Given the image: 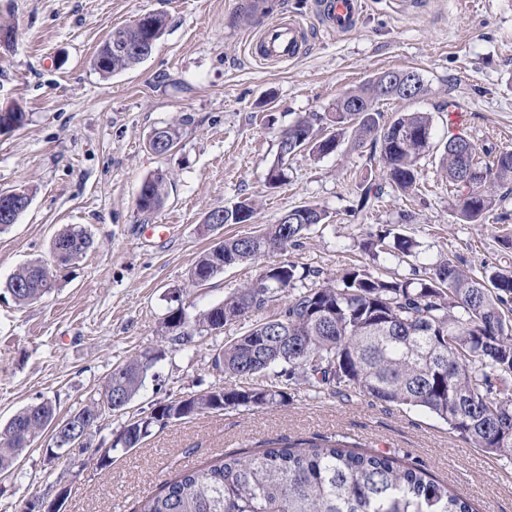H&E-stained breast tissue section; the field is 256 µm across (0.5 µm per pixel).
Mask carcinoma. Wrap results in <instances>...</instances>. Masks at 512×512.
<instances>
[{"label": "carcinoma", "instance_id": "obj_1", "mask_svg": "<svg viewBox=\"0 0 512 512\" xmlns=\"http://www.w3.org/2000/svg\"><path fill=\"white\" fill-rule=\"evenodd\" d=\"M165 28L166 17L156 12L136 30L112 29L97 51V70L108 77L145 60L136 52L115 54V35L129 32L138 40L157 41ZM386 74L375 73L336 98V134L319 136L315 118L304 117L282 132L279 148L323 157L335 152L339 135L347 133L353 148L371 145L389 185L414 191L418 165L433 148V120L428 112H400L382 122L377 84ZM162 136L157 144L161 154L174 147L181 134L169 126L162 128ZM487 157L483 160L476 145L462 136L448 138L442 148L440 168L448 185L463 197L459 216L466 222L481 221L496 205V188L509 185L512 193V150ZM165 188L164 174L146 176L138 189L140 211L150 214L157 209ZM301 211L305 217L295 219ZM255 213V204L240 201L224 208V223L242 224ZM325 219L326 212L316 205L293 208L253 236L224 239L221 252L212 248L203 253L191 275L205 278L219 262L226 268L283 252ZM386 238L369 239L362 250L374 258L394 250L405 257L415 254L413 239L397 234L388 244ZM92 245L91 236L76 225L54 241V247L67 249L58 259L62 264ZM312 275L319 272L269 262L255 280L191 317L199 333L217 336L225 326L279 303L277 317L255 321L247 332L215 349L212 366L225 383L158 403L146 423L138 418L122 425L102 450L100 466L106 467L112 454L140 445L155 428L189 418L196 409L288 404V392L280 386L246 390L227 384L269 374L302 385L315 396L353 394L426 411L475 447L512 462L511 266L476 271L448 259L415 270L411 277L390 278L354 265L333 284L298 287ZM51 278V269L40 261L20 267L8 279L15 289L13 300L22 305L40 299L45 295L41 283ZM173 319L169 315L163 320V336L178 349L193 344L195 336L174 333ZM152 366L144 362L142 352L127 357L109 373L98 396L57 425L49 401L19 410L0 431V471L11 467L22 445H32L48 428L52 434L46 455L54 458L55 441L68 434L74 416L92 414L109 395L127 406ZM262 446L256 453L219 456L207 466L183 471L146 497L140 512H473L465 496L426 469L405 466L387 454L357 452L344 436L293 441L281 437L267 439Z\"/></svg>", "mask_w": 512, "mask_h": 512}]
</instances>
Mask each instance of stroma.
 <instances>
[{
	"instance_id": "35a3bbf8",
	"label": "stroma",
	"mask_w": 512,
	"mask_h": 512,
	"mask_svg": "<svg viewBox=\"0 0 512 512\" xmlns=\"http://www.w3.org/2000/svg\"><path fill=\"white\" fill-rule=\"evenodd\" d=\"M319 0H0V109L20 107L23 126L0 134V193L28 188L31 201L16 224L0 232V286L21 266L52 263L51 244L80 225L94 245L59 269L37 301L0 295V428L21 408L44 400L64 420L101 389L112 368L151 350L161 359L120 413L103 416L72 461H51L47 437L24 449L0 473V512L69 494L62 512H138L185 469L218 456L256 450L259 441L340 434L362 452L394 455L425 468L470 499L476 512H512V463L495 459L432 415L368 397L313 398L289 390L274 409H227L154 430L141 445L97 466L112 431L154 404L209 388L214 345L248 330L241 321L222 335L197 337L174 350L160 326L183 304L196 314L255 279L259 264L224 270L204 285L190 271L224 237L250 236L295 207L316 204L327 214L280 258L319 270L308 287L332 280L352 263L405 276L411 266L461 259L465 266H505L512 248V194L478 223L457 214L458 196L443 177L438 147L463 136L480 152L512 149V0H422L396 12L391 0H364L357 29L327 30ZM158 11L167 28L152 55L106 78L93 67L99 45L116 27ZM295 15L309 34L303 57L267 65L251 52L260 20ZM420 73L427 92L415 100L381 102L385 119L399 112L433 116L436 150L420 162L418 184L405 193L386 183L369 148L341 141L335 153L301 152L287 162L286 181L271 186L265 169L279 136L301 116L318 114L324 133L337 97L386 69ZM181 129L176 149L160 155L148 141L155 129ZM160 172L166 195L151 214L136 203L142 178ZM384 193L351 215L363 189ZM255 201L254 220L213 230L204 218L216 207ZM166 224L167 236H147ZM392 231L416 241L414 257L372 259L360 243Z\"/></svg>"
}]
</instances>
